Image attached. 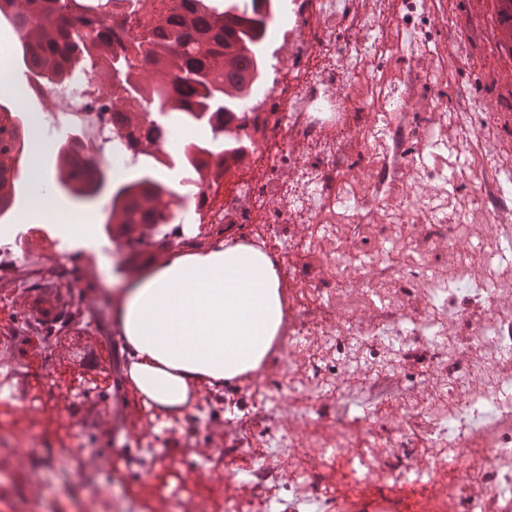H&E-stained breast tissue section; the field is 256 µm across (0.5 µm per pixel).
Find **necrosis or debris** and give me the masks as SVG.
<instances>
[{
	"label": "necrosis or debris",
	"instance_id": "1",
	"mask_svg": "<svg viewBox=\"0 0 512 512\" xmlns=\"http://www.w3.org/2000/svg\"><path fill=\"white\" fill-rule=\"evenodd\" d=\"M429 4L402 0L398 14L389 0H373L355 16L349 0H290L285 54L245 107L254 163L225 182L219 202L199 191L197 209L215 225L213 243L264 248L288 283L312 290L306 304L283 296V328L289 346L303 349L313 337L320 350L305 352L302 375L270 379L266 400L290 390L310 406L331 403L345 427L355 404L397 407L403 428L370 427L357 456L325 453L320 439H308L321 468L356 495L370 480L405 486L404 498L373 499V512H420L431 477L458 457L448 477L451 512H512V248L501 242L512 234V171L490 164L498 115L469 95L454 112L426 106L424 90L446 83L455 58L424 73L360 81L344 95L331 91L337 72L359 74L385 27L411 35L431 22ZM34 91L56 101L57 126L79 122L87 150L110 165L134 164L127 138L101 113L96 71L74 67L61 84L23 89ZM299 148L308 153L301 165ZM352 156L366 178L351 174ZM292 163L295 179L282 181L280 167ZM297 214L324 232L299 237L291 228ZM380 239L392 250L374 253ZM292 253L297 261L286 262ZM415 301L425 313L403 330ZM433 336L442 343L431 359L446 374L421 397L400 385V363L410 345ZM409 427L428 448L424 466L384 453L402 446ZM70 454L21 448L8 470L57 471Z\"/></svg>",
	"mask_w": 512,
	"mask_h": 512
}]
</instances>
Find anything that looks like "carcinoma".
Returning <instances> with one entry per match:
<instances>
[{
	"label": "carcinoma",
	"mask_w": 512,
	"mask_h": 512,
	"mask_svg": "<svg viewBox=\"0 0 512 512\" xmlns=\"http://www.w3.org/2000/svg\"><path fill=\"white\" fill-rule=\"evenodd\" d=\"M120 0H0L4 17L18 33L26 70L44 85L65 80L71 66L96 69L108 88L112 123L143 153L171 158L180 173L177 185L157 177L158 167L112 186L107 223L112 238L130 253L140 252L162 224H174L179 204L200 185H215L226 172L222 159L238 160L249 148L233 128L265 73L263 41L274 22L271 0H158L160 7L139 14L136 28L116 21ZM159 112L170 126L209 131L199 141L166 144L151 117ZM0 155L13 170L0 168V216L17 199L18 162L28 156V128L20 116L0 103ZM102 162L80 150V139L62 144L56 160V183L77 197H93L103 188Z\"/></svg>",
	"instance_id": "cac0c4a2"
}]
</instances>
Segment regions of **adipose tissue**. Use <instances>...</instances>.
Masks as SVG:
<instances>
[{"mask_svg": "<svg viewBox=\"0 0 512 512\" xmlns=\"http://www.w3.org/2000/svg\"><path fill=\"white\" fill-rule=\"evenodd\" d=\"M30 194L23 223H96L95 212L59 206L45 188L49 136L39 112L28 124ZM280 281L268 257L240 246L173 256L148 266L122 290L115 321L127 351L125 374L138 392L174 411L200 381L220 382L256 370L282 322Z\"/></svg>", "mask_w": 512, "mask_h": 512, "instance_id": "1", "label": "adipose tissue"}]
</instances>
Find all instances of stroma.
<instances>
[{"label":"stroma","instance_id":"1","mask_svg":"<svg viewBox=\"0 0 512 512\" xmlns=\"http://www.w3.org/2000/svg\"><path fill=\"white\" fill-rule=\"evenodd\" d=\"M439 18L427 24L420 40L438 48L447 45L449 38L464 43L470 53L468 64L459 68L456 82L467 86L475 96L502 114L501 144L506 151L504 160L512 161V63H505L496 48L494 28L498 22L497 0H437ZM55 243L48 238H37L28 253L30 266L14 272L12 280H0V336L14 335L24 317L20 297L13 292V280L41 277L51 282L50 265L55 257ZM177 246L170 245L148 250L142 256L128 258L119 242H112L109 252H85L75 261L76 279L72 284L57 287L58 308L68 312L72 296L82 295L83 321L104 314L102 329L90 330L80 346L91 352L93 359L104 368H111L115 378H122L125 353L115 322L114 311L122 301L113 280L118 263H125L126 279L137 277L152 264H158L177 254ZM22 359L32 392L48 390L49 398L42 410L22 405L0 404V432L11 434L9 446H0V466L6 465L12 448L37 435L38 420L50 421V436L54 447L77 449L67 485H59L49 474L37 482L28 477L13 480L0 479V512H103V497L87 488V478H96L101 485L122 491L126 498L135 500L138 512H225V501L239 505L240 512H258L257 504L263 494L251 483L247 472L254 463L250 449L237 447L238 417L236 407L219 401V387L202 381L197 383L190 402L181 412L170 414L123 384L121 401L111 415L93 423H73L71 420L72 392L84 380V375L73 362L71 347L58 349L43 340L30 341ZM301 366L290 348L277 351L275 359L265 361L257 370L235 377L230 390L238 404L253 401L264 378L285 370H299ZM298 398L286 391L276 408L256 421L255 432L272 435L288 442L297 440V447H287L271 465L282 482H289L294 472L312 468L314 458L308 449L299 445L305 433L318 431L332 443L343 440V430L330 419L329 407L312 410L308 419H300L295 412ZM193 420L198 425L196 435L184 438L180 425ZM168 429V443L173 454L162 455L159 462L142 459L140 470H133L127 456L135 442H153L161 429ZM111 433L115 445L109 452L90 455L85 447L89 434ZM181 480L184 492L181 499H172L167 487ZM327 497L316 505L298 504L294 512H369L370 495L401 496L398 487L384 490L371 487L369 496L351 495L339 476L330 471L319 477ZM218 487L222 497L206 498V491Z\"/></svg>","mask_w":512,"mask_h":512}]
</instances>
